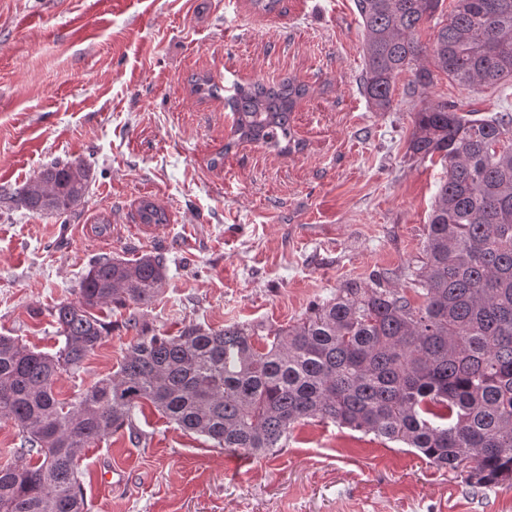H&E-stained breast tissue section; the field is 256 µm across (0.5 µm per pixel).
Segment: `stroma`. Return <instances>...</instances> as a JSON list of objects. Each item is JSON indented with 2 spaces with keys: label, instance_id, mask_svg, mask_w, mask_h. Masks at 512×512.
I'll use <instances>...</instances> for the list:
<instances>
[{
  "label": "stroma",
  "instance_id": "stroma-1",
  "mask_svg": "<svg viewBox=\"0 0 512 512\" xmlns=\"http://www.w3.org/2000/svg\"><path fill=\"white\" fill-rule=\"evenodd\" d=\"M0 0V188L15 190L54 161L83 158L93 178L57 216L0 203V335L53 353L51 309L76 298L102 255H162L167 278L140 326L176 333L245 325L258 335L305 318L349 280L423 255L446 170L410 154L416 112L441 103L512 113V80L465 89L435 72L425 93L410 73L390 110L362 93L366 46L355 0ZM216 82L288 77L311 86L292 114L300 151L232 144ZM163 207L144 231L141 200ZM109 237L95 234L100 217ZM110 332L81 372L55 385L72 398L114 373L135 333L129 311H104ZM181 430L154 408L88 448L79 462L86 512H512V483L469 485L399 443L332 423L296 424L275 455L246 458Z\"/></svg>",
  "mask_w": 512,
  "mask_h": 512
}]
</instances>
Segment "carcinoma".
<instances>
[{
    "instance_id": "cac0c4a2",
    "label": "carcinoma",
    "mask_w": 512,
    "mask_h": 512,
    "mask_svg": "<svg viewBox=\"0 0 512 512\" xmlns=\"http://www.w3.org/2000/svg\"><path fill=\"white\" fill-rule=\"evenodd\" d=\"M442 0H357L367 44L362 91L392 105L396 78L425 91L433 72L414 39ZM434 66L463 88L512 78V0H456L439 23ZM195 90L219 98L210 77ZM309 85L235 83L224 97L236 141L288 155L302 149L292 113ZM448 166L429 218L422 264L408 270L416 306L380 276L352 280L286 329L261 337L245 326L191 325L176 335L136 336L118 370L70 400L54 394L100 345L103 308L150 305L164 259L99 257L77 299L50 311L62 338L53 353L0 336V420L20 448L0 461V512H85L77 464L85 449L132 425L148 405L213 446L261 457L286 447L294 425L319 418L413 448L474 487L512 480V113L478 116L446 103L415 113L408 146ZM93 174L82 160L54 162L10 196L31 212L66 214ZM141 224H166L150 201Z\"/></svg>"
}]
</instances>
